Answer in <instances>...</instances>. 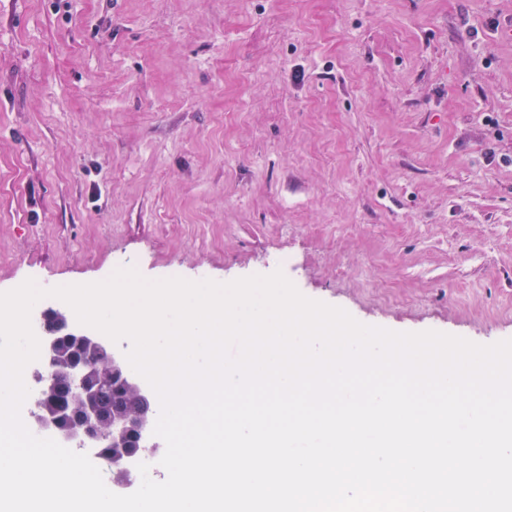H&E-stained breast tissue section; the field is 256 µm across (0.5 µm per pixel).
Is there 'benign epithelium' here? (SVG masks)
<instances>
[{
    "label": "benign epithelium",
    "instance_id": "obj_1",
    "mask_svg": "<svg viewBox=\"0 0 512 512\" xmlns=\"http://www.w3.org/2000/svg\"><path fill=\"white\" fill-rule=\"evenodd\" d=\"M73 324L61 306L43 311L41 343L48 369L40 377L41 400L56 398L63 385L66 393L55 411L37 415L36 422L53 430L66 447L92 444L100 449L106 439L109 446L121 449L133 441L145 443L155 410L106 415L99 408L97 393L104 378L117 380L123 390L138 397L150 394V388L133 375L105 337Z\"/></svg>",
    "mask_w": 512,
    "mask_h": 512
}]
</instances>
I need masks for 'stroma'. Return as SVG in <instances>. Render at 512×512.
<instances>
[{
    "label": "stroma",
    "instance_id": "stroma-1",
    "mask_svg": "<svg viewBox=\"0 0 512 512\" xmlns=\"http://www.w3.org/2000/svg\"><path fill=\"white\" fill-rule=\"evenodd\" d=\"M127 262L512 339V0H0V292Z\"/></svg>",
    "mask_w": 512,
    "mask_h": 512
}]
</instances>
